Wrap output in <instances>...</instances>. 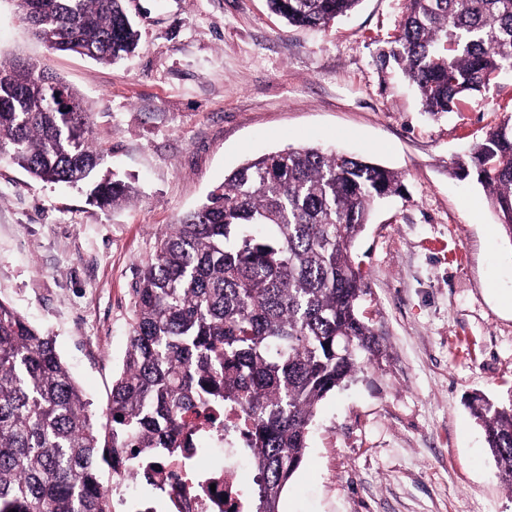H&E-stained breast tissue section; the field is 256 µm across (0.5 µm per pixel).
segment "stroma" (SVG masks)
I'll use <instances>...</instances> for the list:
<instances>
[{
  "mask_svg": "<svg viewBox=\"0 0 512 512\" xmlns=\"http://www.w3.org/2000/svg\"><path fill=\"white\" fill-rule=\"evenodd\" d=\"M133 53L105 65L45 47L0 0V55L76 89L106 167L130 178L116 208L0 161V300L53 336L106 412L132 322V287L167 226L250 156L335 148L398 173L353 257L386 351L320 403L280 512H512L481 427V394L512 402V240L474 175L472 146L512 119V76L423 112L383 67L406 0H361L328 27L288 26L266 0H129Z\"/></svg>",
  "mask_w": 512,
  "mask_h": 512,
  "instance_id": "stroma-1",
  "label": "stroma"
}]
</instances>
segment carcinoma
I'll return each mask as SVG.
<instances>
[{
    "label": "carcinoma",
    "mask_w": 512,
    "mask_h": 512,
    "mask_svg": "<svg viewBox=\"0 0 512 512\" xmlns=\"http://www.w3.org/2000/svg\"><path fill=\"white\" fill-rule=\"evenodd\" d=\"M360 0H268L297 27H324ZM49 48L112 64L138 32L126 0H16ZM423 109L453 111L462 97L512 75V0H408L388 55ZM0 160L50 183L88 186L116 207L135 187L107 171L78 93L38 63L0 57ZM470 167L512 239V122L490 130ZM398 173L315 147L246 160L162 234L132 288L133 319L104 419L56 351L0 300V512H113L121 471L190 444L187 417L235 406L257 473L253 512H279L300 467L316 410L376 360L382 331L362 316L370 288L353 258L377 202ZM482 427L512 486V404L478 396ZM116 476L101 482L102 465Z\"/></svg>",
    "instance_id": "1"
}]
</instances>
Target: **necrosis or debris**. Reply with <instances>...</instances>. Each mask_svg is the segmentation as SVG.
Masks as SVG:
<instances>
[{
  "instance_id": "1",
  "label": "necrosis or debris",
  "mask_w": 512,
  "mask_h": 512,
  "mask_svg": "<svg viewBox=\"0 0 512 512\" xmlns=\"http://www.w3.org/2000/svg\"><path fill=\"white\" fill-rule=\"evenodd\" d=\"M193 425L199 447L161 461L153 474L169 492L171 512H245L247 462L239 409L203 412Z\"/></svg>"
}]
</instances>
